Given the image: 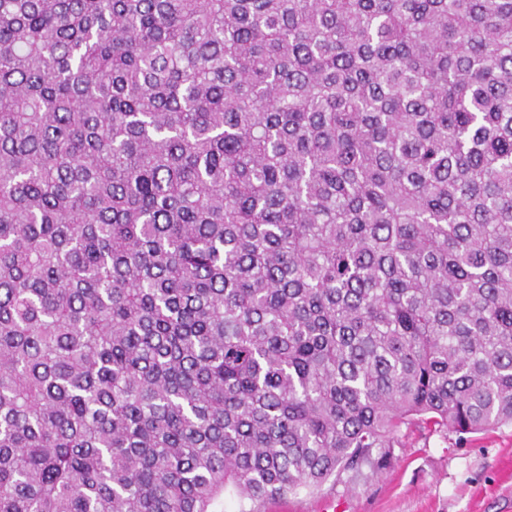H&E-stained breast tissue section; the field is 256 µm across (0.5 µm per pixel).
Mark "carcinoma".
I'll return each instance as SVG.
<instances>
[{"label":"carcinoma","instance_id":"cac0c4a2","mask_svg":"<svg viewBox=\"0 0 512 512\" xmlns=\"http://www.w3.org/2000/svg\"><path fill=\"white\" fill-rule=\"evenodd\" d=\"M512 423V0H0V512H240Z\"/></svg>","mask_w":512,"mask_h":512}]
</instances>
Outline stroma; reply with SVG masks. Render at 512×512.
<instances>
[{
	"label": "stroma",
	"instance_id": "stroma-1",
	"mask_svg": "<svg viewBox=\"0 0 512 512\" xmlns=\"http://www.w3.org/2000/svg\"><path fill=\"white\" fill-rule=\"evenodd\" d=\"M512 512V425L461 436L402 428L390 465L345 474L312 492L265 504V512Z\"/></svg>",
	"mask_w": 512,
	"mask_h": 512
}]
</instances>
